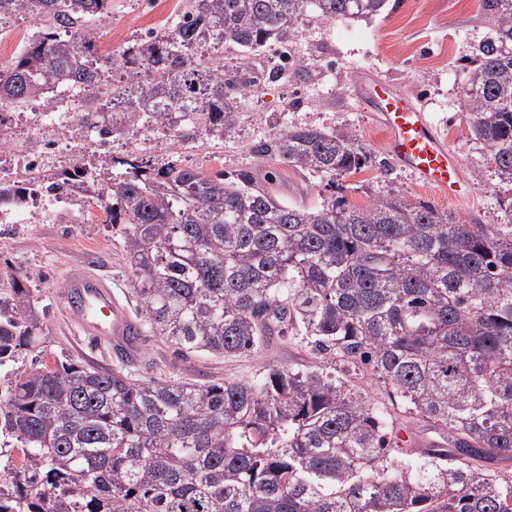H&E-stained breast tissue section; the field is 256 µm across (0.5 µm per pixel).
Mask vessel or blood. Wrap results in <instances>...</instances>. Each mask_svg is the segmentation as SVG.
I'll list each match as a JSON object with an SVG mask.
<instances>
[{"label": "vessel or blood", "instance_id": "1", "mask_svg": "<svg viewBox=\"0 0 512 512\" xmlns=\"http://www.w3.org/2000/svg\"><path fill=\"white\" fill-rule=\"evenodd\" d=\"M357 99L384 133V151L392 162L422 186L454 202L465 197L466 179L458 156L450 150L426 112L389 84L361 73ZM67 320L79 335L102 339L133 356L134 323L112 293V283L86 267L73 268L60 286Z\"/></svg>", "mask_w": 512, "mask_h": 512}]
</instances>
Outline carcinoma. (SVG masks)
<instances>
[{
  "label": "carcinoma",
  "instance_id": "1",
  "mask_svg": "<svg viewBox=\"0 0 512 512\" xmlns=\"http://www.w3.org/2000/svg\"><path fill=\"white\" fill-rule=\"evenodd\" d=\"M386 0H183L171 27L97 56L112 0H0L36 24L0 71L25 106L76 85L114 138L155 128L174 150L224 142L244 99L277 80L224 50L292 43L309 10L368 19ZM497 28L463 90L471 135L512 182V0H480ZM254 152L341 176L368 155L349 132L283 126ZM107 190L147 331L182 357L252 353L265 336L320 358L259 380L138 379L70 356L42 362L47 306L0 269V512H512V195L505 224L387 191L290 203L260 168L205 173L112 158ZM25 194L0 186V203ZM377 387L439 431L420 458L393 446Z\"/></svg>",
  "mask_w": 512,
  "mask_h": 512
}]
</instances>
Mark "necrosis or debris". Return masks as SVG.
Segmentation results:
<instances>
[{
	"label": "necrosis or debris",
	"instance_id": "obj_1",
	"mask_svg": "<svg viewBox=\"0 0 512 512\" xmlns=\"http://www.w3.org/2000/svg\"><path fill=\"white\" fill-rule=\"evenodd\" d=\"M84 109V95L73 87L42 96L28 112L0 104V129L7 134L0 144V181L17 185L32 174L44 182L65 170L73 182H81L86 161L112 144L98 128L78 124L77 116ZM100 204L95 195L51 190L27 198L18 207H0V224H37L60 215L76 220Z\"/></svg>",
	"mask_w": 512,
	"mask_h": 512
}]
</instances>
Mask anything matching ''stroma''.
I'll list each match as a JSON object with an SVG mask.
<instances>
[{
    "label": "stroma",
    "mask_w": 512,
    "mask_h": 512,
    "mask_svg": "<svg viewBox=\"0 0 512 512\" xmlns=\"http://www.w3.org/2000/svg\"><path fill=\"white\" fill-rule=\"evenodd\" d=\"M180 0H112V46L121 49L136 34L166 24ZM496 38V29L482 14L479 0H387L384 10L369 20L327 21L309 15L292 45L298 78L265 84L244 102V116L236 133L222 144L200 143L174 151L156 144L159 161H177L206 171L221 167L235 171L262 166L251 151L253 142L284 125L311 124L329 132H352L369 155L366 167L338 177L337 194L365 206L380 193L395 190L407 198L450 207L469 224H499L504 215L498 198L512 193L487 162V150L470 133L463 89L479 64L483 46ZM421 102L449 147L460 159L470 183L466 200L447 204L436 191L415 183L395 168L382 147L383 132L355 99L361 71ZM282 197L316 206L326 190V177L274 164ZM120 234L106 222L96 224H0V263L30 276L43 303L55 293L71 267L90 264L109 278L118 300L134 310L131 274L122 256ZM49 356L67 355L106 369L118 360L107 344L78 341L66 321L51 313L48 320ZM313 354L288 343L271 342L262 351L224 358L200 355L181 361L161 342L148 340L135 376H166L205 382L216 379L254 380L273 366H298Z\"/></svg>",
    "instance_id": "35a3bbf8"
}]
</instances>
